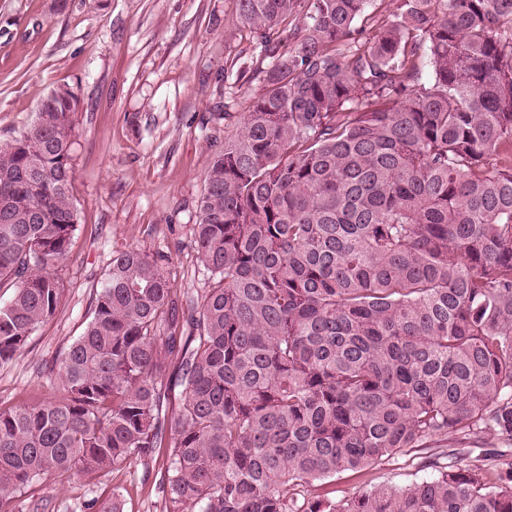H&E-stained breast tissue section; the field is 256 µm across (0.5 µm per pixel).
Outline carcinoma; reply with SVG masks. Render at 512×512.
<instances>
[{
    "instance_id": "cac0c4a2",
    "label": "carcinoma",
    "mask_w": 512,
    "mask_h": 512,
    "mask_svg": "<svg viewBox=\"0 0 512 512\" xmlns=\"http://www.w3.org/2000/svg\"><path fill=\"white\" fill-rule=\"evenodd\" d=\"M304 2L235 0L274 61L205 173L208 287L112 253L64 398L0 408V512L162 451L166 512H512V0ZM79 104L57 87L0 142V365L63 291ZM414 448L447 462L304 495Z\"/></svg>"
}]
</instances>
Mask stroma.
Listing matches in <instances>:
<instances>
[{"label":"stroma","instance_id":"35a3bbf8","mask_svg":"<svg viewBox=\"0 0 512 512\" xmlns=\"http://www.w3.org/2000/svg\"><path fill=\"white\" fill-rule=\"evenodd\" d=\"M271 57L255 47L235 0H0V141L18 137L59 86L74 115L72 197L78 213L52 318L0 366V407L63 395L51 366L80 336L114 250L168 255L178 295L206 287L193 228L212 154L235 136L265 89ZM429 450L336 477L356 493L428 476ZM158 463L94 476L51 474L20 512H87L120 492L126 512H164Z\"/></svg>","mask_w":512,"mask_h":512}]
</instances>
